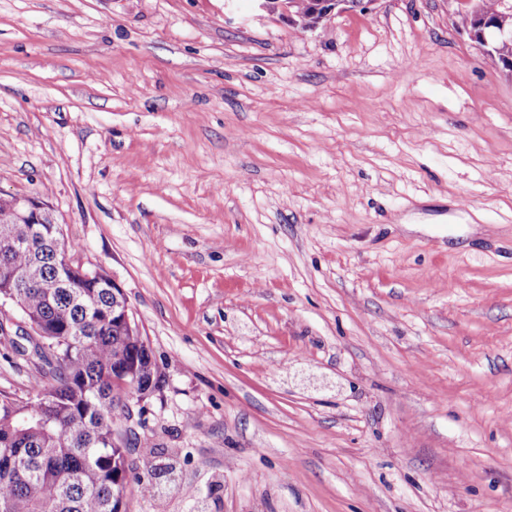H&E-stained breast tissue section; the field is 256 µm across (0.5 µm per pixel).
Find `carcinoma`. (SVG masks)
I'll return each mask as SVG.
<instances>
[{
	"label": "carcinoma",
	"mask_w": 512,
	"mask_h": 512,
	"mask_svg": "<svg viewBox=\"0 0 512 512\" xmlns=\"http://www.w3.org/2000/svg\"><path fill=\"white\" fill-rule=\"evenodd\" d=\"M57 224H41L22 247L0 243V266L19 270L16 296L33 334L10 342L38 376L26 396L0 392V512H121L134 462L114 444L136 399L161 374L137 329L112 320V289L61 267L72 252Z\"/></svg>",
	"instance_id": "1"
}]
</instances>
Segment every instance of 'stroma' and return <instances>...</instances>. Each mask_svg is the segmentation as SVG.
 Masks as SVG:
<instances>
[{
  "instance_id": "1",
  "label": "stroma",
  "mask_w": 512,
  "mask_h": 512,
  "mask_svg": "<svg viewBox=\"0 0 512 512\" xmlns=\"http://www.w3.org/2000/svg\"><path fill=\"white\" fill-rule=\"evenodd\" d=\"M465 0H0V197L162 383L122 512H512V76ZM259 9L269 13L279 12V16L287 17L288 22L297 27L302 14L295 10L297 0H253ZM375 2L376 0H311L310 3L313 6L316 20L310 27L306 28V32L316 30L324 21L334 15L336 11L354 8L364 10Z\"/></svg>"
}]
</instances>
